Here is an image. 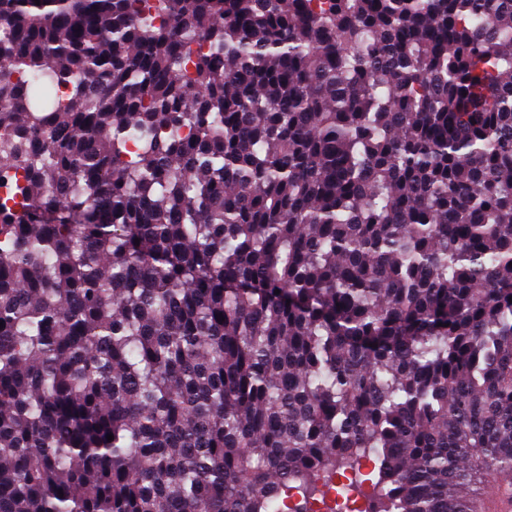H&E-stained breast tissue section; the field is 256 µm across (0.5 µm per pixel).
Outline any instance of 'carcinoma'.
<instances>
[{
    "label": "carcinoma",
    "mask_w": 512,
    "mask_h": 512,
    "mask_svg": "<svg viewBox=\"0 0 512 512\" xmlns=\"http://www.w3.org/2000/svg\"><path fill=\"white\" fill-rule=\"evenodd\" d=\"M0 187V512L512 477V0H0Z\"/></svg>",
    "instance_id": "obj_1"
}]
</instances>
